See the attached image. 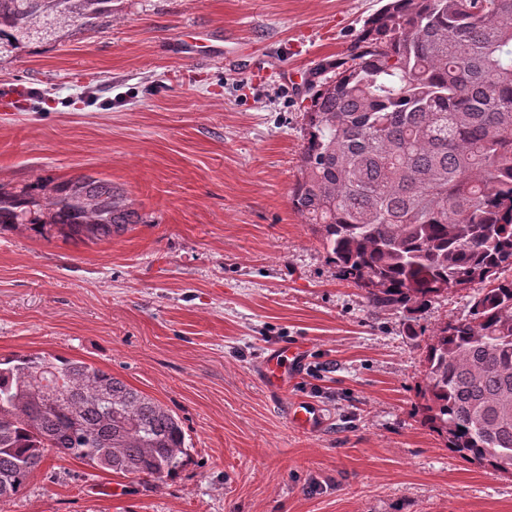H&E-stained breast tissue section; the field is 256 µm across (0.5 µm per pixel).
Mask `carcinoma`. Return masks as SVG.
Returning <instances> with one entry per match:
<instances>
[{
    "mask_svg": "<svg viewBox=\"0 0 512 512\" xmlns=\"http://www.w3.org/2000/svg\"><path fill=\"white\" fill-rule=\"evenodd\" d=\"M112 0H0V50L93 29ZM291 207L376 311L415 315L478 283L428 337L415 413L455 457L512 475V0H385L307 82ZM139 223L92 175L0 186V230L103 241ZM55 454L162 479L182 422L83 361L0 359V502Z\"/></svg>",
    "mask_w": 512,
    "mask_h": 512,
    "instance_id": "obj_1",
    "label": "carcinoma"
}]
</instances>
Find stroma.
I'll return each instance as SVG.
<instances>
[{
  "label": "stroma",
  "instance_id": "obj_1",
  "mask_svg": "<svg viewBox=\"0 0 512 512\" xmlns=\"http://www.w3.org/2000/svg\"><path fill=\"white\" fill-rule=\"evenodd\" d=\"M382 0H114L95 29L0 53V184L93 175L139 223L73 242L0 234V357L47 352L173 411L188 459L142 480L49 457L0 512H512V477L463 462L414 414L408 323L339 279L289 203L301 74L347 54ZM306 362L269 394V351ZM307 402L323 417L289 420ZM292 423L302 430H312L318 427L321 416L316 408L307 403H296L290 410Z\"/></svg>",
  "mask_w": 512,
  "mask_h": 512
}]
</instances>
